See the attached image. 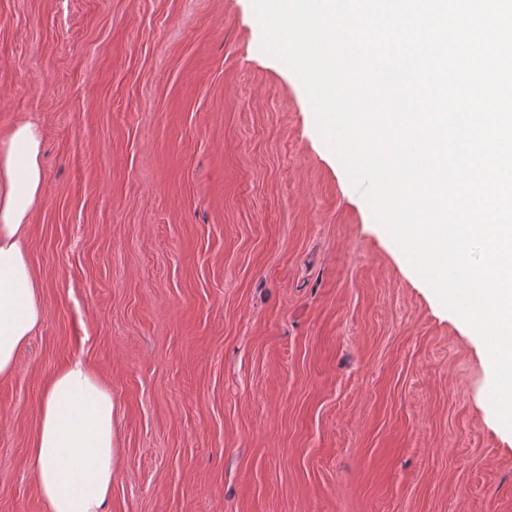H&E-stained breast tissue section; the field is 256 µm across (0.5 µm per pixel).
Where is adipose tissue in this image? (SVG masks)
Segmentation results:
<instances>
[{"label":"adipose tissue","instance_id":"1","mask_svg":"<svg viewBox=\"0 0 512 512\" xmlns=\"http://www.w3.org/2000/svg\"><path fill=\"white\" fill-rule=\"evenodd\" d=\"M42 137L21 122L0 135V377L43 320L23 240L43 184ZM112 394L82 362L63 368L43 398L32 448L48 512H105L112 494Z\"/></svg>","mask_w":512,"mask_h":512}]
</instances>
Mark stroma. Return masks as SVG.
Returning a JSON list of instances; mask_svg holds the SVG:
<instances>
[{"label": "stroma", "mask_w": 512, "mask_h": 512, "mask_svg": "<svg viewBox=\"0 0 512 512\" xmlns=\"http://www.w3.org/2000/svg\"><path fill=\"white\" fill-rule=\"evenodd\" d=\"M250 0H0V133H42L43 321L0 378V512L44 391L112 392L107 512H512L480 337L326 155Z\"/></svg>", "instance_id": "stroma-1"}]
</instances>
